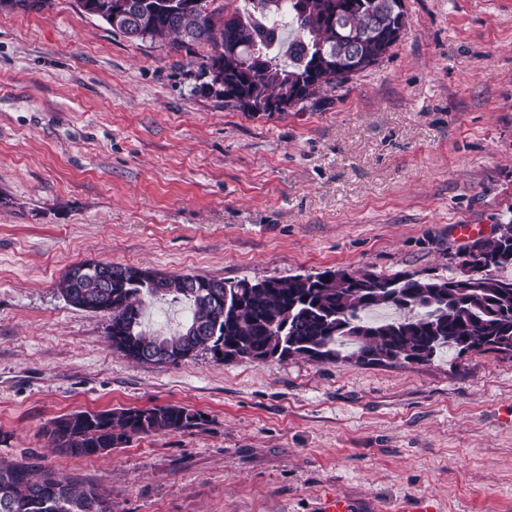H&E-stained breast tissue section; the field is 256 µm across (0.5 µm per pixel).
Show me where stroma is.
<instances>
[{"mask_svg": "<svg viewBox=\"0 0 512 512\" xmlns=\"http://www.w3.org/2000/svg\"><path fill=\"white\" fill-rule=\"evenodd\" d=\"M375 66L304 111L194 92L190 58L76 0L0 7V462L98 485L114 512H512V356L424 364L139 363L58 284L83 262L249 280L327 268L455 276L512 221V0H404ZM189 308L150 301L145 326ZM177 404L200 425L93 457L46 429Z\"/></svg>", "mask_w": 512, "mask_h": 512, "instance_id": "35a3bbf8", "label": "stroma"}]
</instances>
